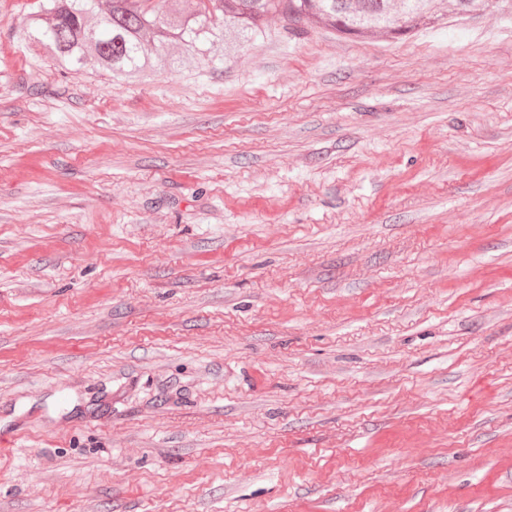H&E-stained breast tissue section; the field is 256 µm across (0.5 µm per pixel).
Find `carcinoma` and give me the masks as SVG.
Returning a JSON list of instances; mask_svg holds the SVG:
<instances>
[{
    "label": "carcinoma",
    "mask_w": 512,
    "mask_h": 512,
    "mask_svg": "<svg viewBox=\"0 0 512 512\" xmlns=\"http://www.w3.org/2000/svg\"><path fill=\"white\" fill-rule=\"evenodd\" d=\"M488 2L453 0V13L479 12ZM444 15L440 0H181L174 9L166 0H40L19 34L54 58L64 75L98 67L130 76L156 64L175 67L174 44L197 56L227 29L248 41L274 16L295 37L318 22L342 35L397 38Z\"/></svg>",
    "instance_id": "obj_1"
}]
</instances>
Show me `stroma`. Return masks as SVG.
Segmentation results:
<instances>
[{
	"mask_svg": "<svg viewBox=\"0 0 512 512\" xmlns=\"http://www.w3.org/2000/svg\"><path fill=\"white\" fill-rule=\"evenodd\" d=\"M0 0V512H512V0L62 78Z\"/></svg>",
	"mask_w": 512,
	"mask_h": 512,
	"instance_id": "obj_1",
	"label": "stroma"
}]
</instances>
